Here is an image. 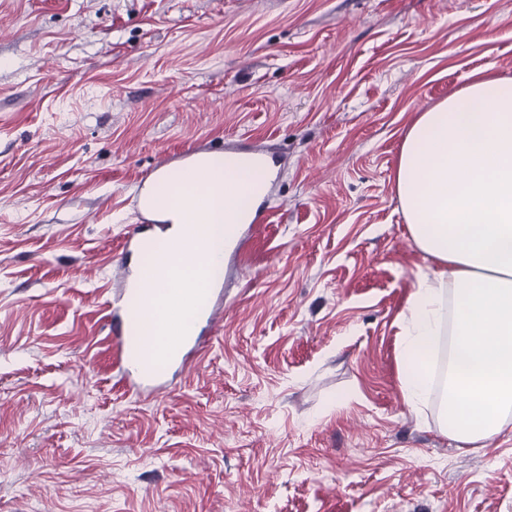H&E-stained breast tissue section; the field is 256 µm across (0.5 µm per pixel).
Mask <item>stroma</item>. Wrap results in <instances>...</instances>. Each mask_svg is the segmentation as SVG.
<instances>
[{"instance_id":"stroma-1","label":"stroma","mask_w":512,"mask_h":512,"mask_svg":"<svg viewBox=\"0 0 512 512\" xmlns=\"http://www.w3.org/2000/svg\"><path fill=\"white\" fill-rule=\"evenodd\" d=\"M512 79V0H0V512H512V428L402 394L426 262L393 191L419 113ZM276 169L224 319L128 396L108 303L158 170Z\"/></svg>"}]
</instances>
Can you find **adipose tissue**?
<instances>
[{"mask_svg":"<svg viewBox=\"0 0 512 512\" xmlns=\"http://www.w3.org/2000/svg\"><path fill=\"white\" fill-rule=\"evenodd\" d=\"M394 192L432 266L398 327L410 411L426 401L445 321L463 362L449 367L442 430L487 448L512 419V80L478 71L419 114L403 138Z\"/></svg>","mask_w":512,"mask_h":512,"instance_id":"obj_1","label":"adipose tissue"}]
</instances>
